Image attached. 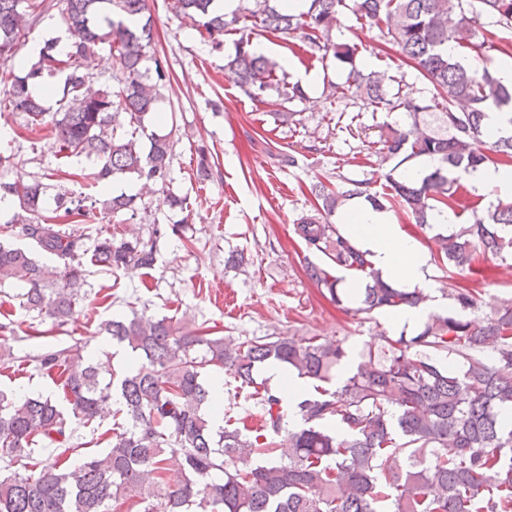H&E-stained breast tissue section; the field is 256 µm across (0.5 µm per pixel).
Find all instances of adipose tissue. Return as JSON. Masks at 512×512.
I'll list each match as a JSON object with an SVG mask.
<instances>
[{"label": "adipose tissue", "mask_w": 512, "mask_h": 512, "mask_svg": "<svg viewBox=\"0 0 512 512\" xmlns=\"http://www.w3.org/2000/svg\"><path fill=\"white\" fill-rule=\"evenodd\" d=\"M344 229L384 277L407 288H427L419 241L393 224L386 212L356 205L348 212Z\"/></svg>", "instance_id": "1"}]
</instances>
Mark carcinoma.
<instances>
[{
  "label": "carcinoma",
  "mask_w": 512,
  "mask_h": 512,
  "mask_svg": "<svg viewBox=\"0 0 512 512\" xmlns=\"http://www.w3.org/2000/svg\"><path fill=\"white\" fill-rule=\"evenodd\" d=\"M43 0H0V107L25 115L27 124L53 136L56 153L95 162L89 178L95 194L56 198L46 207L38 180L0 177V200L13 206L0 236L17 234L28 244L0 242V286L24 283L23 306L63 327L88 307L84 289L88 268L116 273L130 265H154L156 228L148 238H116L99 230L89 241L57 223L58 211L88 220L96 210L136 214L134 195L112 191L116 178L134 176L147 184L169 177L170 134L147 132L159 88L169 78L152 46L149 0H65L61 21L82 32L68 51L47 40L25 75L6 68L14 46L40 23ZM214 0H173L176 14L206 32L212 43L235 28L240 16L216 11ZM260 27L283 38L298 35L313 53L353 62L357 48L336 44L327 32L346 10L370 25H386L388 43L432 86L430 98L391 99L386 73L349 79L375 108L405 110L410 127L387 126L379 152L396 166L418 157L435 165L418 179L388 176L389 192L372 190L368 180H345L336 190L314 188L322 201L315 213L294 224L307 251L361 274L364 287L351 295L343 277L311 260L306 271L321 293L355 314L414 307L428 301L419 288H397L378 270L331 217L347 200L362 198L376 209L389 202L424 230L434 211H455L467 192L458 173L489 162L512 167V135L484 140L483 120L492 108H512V85L484 68L464 67L455 53L465 49L484 59L498 50L479 35L483 17L512 29V0H308L298 13L255 0ZM106 44L117 61L115 83L92 88L91 64ZM153 61L154 69L144 66ZM226 67L252 102L303 99L289 85L279 61L257 52L241 37ZM66 73L57 109H46L29 85L43 74ZM130 115L133 129L117 133L114 107ZM438 111L443 132L419 127L420 115ZM149 148L143 149L141 135ZM448 235L434 236L436 266L459 277L452 304L431 316L412 335L381 334L364 347L355 372L339 387H326L347 357L345 339L277 336L233 342L201 329L186 330L168 316L111 317L98 333L131 352L135 364L117 378L102 375V364L84 355L76 342L33 358L34 369L54 382L56 398L0 388V457L24 460L30 468L0 475V512H112V505L137 497L143 512H512V425L502 411L512 407V300L481 318L463 312L477 307L473 285L485 279L480 261L490 258L512 268V201L482 213ZM49 258L53 264L43 262ZM270 361L313 382V391L295 404L303 426L286 428L281 398L271 388L257 390V371ZM228 373L238 388H252L264 418L249 434L230 417L215 429L213 385ZM115 401L124 423L105 439L106 450L64 456L71 450L73 425L90 426L99 407ZM333 421L336 431L325 422ZM59 453L42 458L44 444ZM181 476L156 494L159 476L170 469Z\"/></svg>",
  "instance_id": "1"
}]
</instances>
